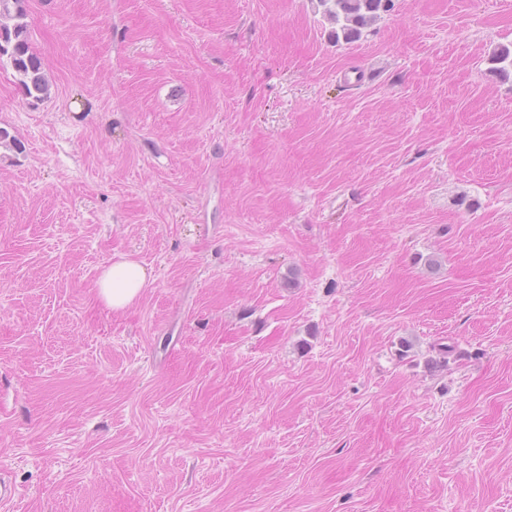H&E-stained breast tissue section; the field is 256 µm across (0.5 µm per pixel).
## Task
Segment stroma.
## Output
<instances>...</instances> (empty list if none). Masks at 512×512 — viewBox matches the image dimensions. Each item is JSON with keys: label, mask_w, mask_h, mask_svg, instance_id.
Here are the masks:
<instances>
[{"label": "stroma", "mask_w": 512, "mask_h": 512, "mask_svg": "<svg viewBox=\"0 0 512 512\" xmlns=\"http://www.w3.org/2000/svg\"><path fill=\"white\" fill-rule=\"evenodd\" d=\"M22 7L0 512H512V0ZM328 19L336 25L331 36L338 43L360 38L362 29L385 11L391 0H319ZM147 282L145 266L134 259L122 258L102 270L97 294L112 310L124 309L138 299Z\"/></svg>", "instance_id": "1"}]
</instances>
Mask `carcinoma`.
I'll use <instances>...</instances> for the list:
<instances>
[{
  "instance_id": "1",
  "label": "carcinoma",
  "mask_w": 512,
  "mask_h": 512,
  "mask_svg": "<svg viewBox=\"0 0 512 512\" xmlns=\"http://www.w3.org/2000/svg\"><path fill=\"white\" fill-rule=\"evenodd\" d=\"M328 19L335 24L331 36L335 41L353 42L362 29L373 22L391 0H319ZM21 0H0V67L9 65L25 94L42 100L49 94V83L43 72L41 58L29 43L26 14ZM494 70L506 74L512 69V48L495 47L490 55Z\"/></svg>"
}]
</instances>
